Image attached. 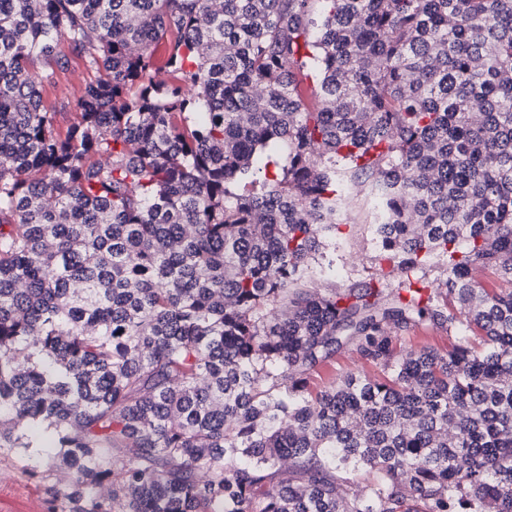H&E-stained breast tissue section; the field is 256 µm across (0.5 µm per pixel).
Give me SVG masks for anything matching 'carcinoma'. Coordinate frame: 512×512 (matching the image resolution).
<instances>
[{"label": "carcinoma", "instance_id": "cac0c4a2", "mask_svg": "<svg viewBox=\"0 0 512 512\" xmlns=\"http://www.w3.org/2000/svg\"><path fill=\"white\" fill-rule=\"evenodd\" d=\"M363 189L397 279L319 288ZM40 425L50 512H512V0H0V451ZM172 53V45L166 40L159 41L149 58V69L154 73L155 79L162 81L165 78V65L168 63ZM90 77L92 74L83 60L77 58L70 60L68 70L62 78V88L69 105L66 110H57L55 116L54 128L58 136L64 138L69 128L77 122L79 114L76 103ZM398 336H401V343L406 348L427 346L446 352L456 334L448 330V324H444L411 327L399 332ZM363 373L368 376H380L375 366L360 359L353 346L343 348L325 364L312 369L308 375L311 390H320L338 383L349 373Z\"/></svg>", "mask_w": 512, "mask_h": 512}]
</instances>
